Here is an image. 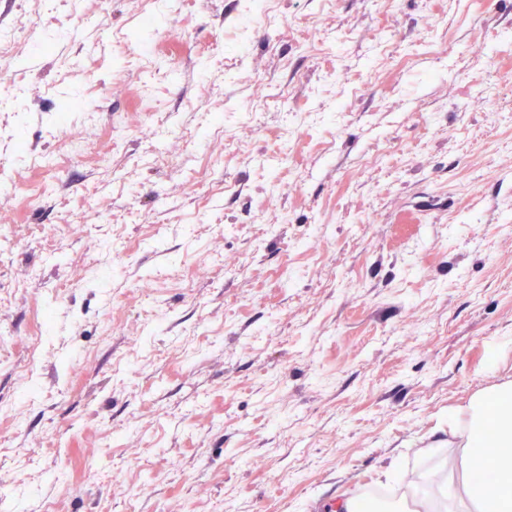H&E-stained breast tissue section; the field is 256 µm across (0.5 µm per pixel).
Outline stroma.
Segmentation results:
<instances>
[{"label": "stroma", "instance_id": "1", "mask_svg": "<svg viewBox=\"0 0 512 512\" xmlns=\"http://www.w3.org/2000/svg\"><path fill=\"white\" fill-rule=\"evenodd\" d=\"M1 28L10 512L383 487L443 512L457 469L428 436L512 382V0H270L255 24L246 0H0ZM83 94L71 126L109 167L28 196Z\"/></svg>", "mask_w": 512, "mask_h": 512}]
</instances>
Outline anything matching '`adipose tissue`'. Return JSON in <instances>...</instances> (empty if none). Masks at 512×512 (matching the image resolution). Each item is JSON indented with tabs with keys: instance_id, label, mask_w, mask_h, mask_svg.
<instances>
[{
	"instance_id": "ef3b65f1",
	"label": "adipose tissue",
	"mask_w": 512,
	"mask_h": 512,
	"mask_svg": "<svg viewBox=\"0 0 512 512\" xmlns=\"http://www.w3.org/2000/svg\"><path fill=\"white\" fill-rule=\"evenodd\" d=\"M512 405V382L475 395L460 409L449 412L448 429L460 447L463 478L452 487L448 501L452 508L471 503L472 512H512V424L502 425L493 416L495 408ZM497 449L492 477L478 476L473 461L481 450Z\"/></svg>"
}]
</instances>
